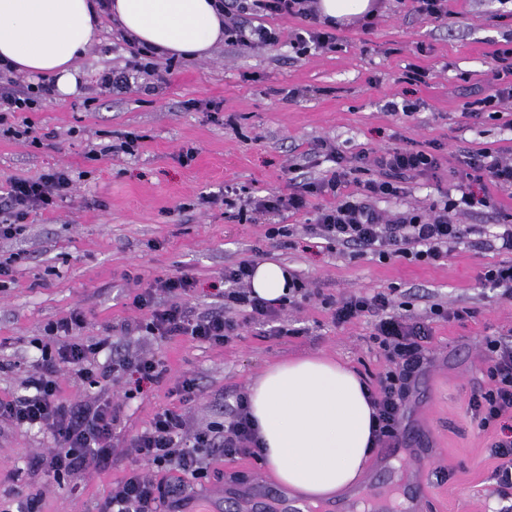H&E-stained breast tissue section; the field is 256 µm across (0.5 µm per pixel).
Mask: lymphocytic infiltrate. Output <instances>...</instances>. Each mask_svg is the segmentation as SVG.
Wrapping results in <instances>:
<instances>
[{"label":"lymphocytic infiltrate","instance_id":"lymphocytic-infiltrate-1","mask_svg":"<svg viewBox=\"0 0 512 512\" xmlns=\"http://www.w3.org/2000/svg\"><path fill=\"white\" fill-rule=\"evenodd\" d=\"M222 6L227 42H243L245 15L263 12L306 20V27L295 30L292 35L294 45L329 50L336 45L335 34L321 27L318 21L315 0H223ZM168 72V67L151 48L135 46L124 66L104 70L99 82L102 87L118 93L133 88L149 93L164 82ZM50 94L51 87L45 82L20 87L15 80H8L0 85V112L28 115ZM317 148L333 159L336 170L292 193L252 201V214L298 212L306 207L309 196L330 197V205L322 208L315 219L314 228L319 236L342 246L371 251L382 261L393 257L428 264L440 261L447 257L449 244L479 234L478 225L457 223L452 214L461 204L489 206V199L476 189L482 177H489L500 187L512 188V159L493 158L480 150L467 156L473 186L463 192L460 200L448 199L430 205L425 211L388 213L377 208V200L399 197L407 179L435 170L438 161L432 153L405 145L373 158L358 154L357 162L373 163L379 177L365 182L361 197L356 199L342 192L348 172L336 144L322 140ZM71 186V174L64 167L49 169L34 179H9L6 192L0 195V240L22 235L30 213L52 208L57 200L67 197ZM253 270L254 265L249 261L225 268L223 310L202 313L176 301L178 295L195 288L192 275L184 273L155 280L132 298L134 308L148 311V320L125 323L123 329L128 333L144 332L161 340L188 336L212 345H224L238 329L237 321L229 315L230 310L249 308L254 319L272 318L277 314L274 305L253 296L249 287ZM391 305V299L383 293L370 297L351 295L334 302L332 313L339 324L369 314L379 317L372 339L384 353L386 368L370 397L376 419L374 439L380 448L400 445L410 382L424 363L425 345L432 335L426 322L388 315ZM86 322V312L77 307L69 316L47 325L43 338L36 342L41 352L39 370L24 381L29 395L0 401L1 421L38 427L51 434L53 446L41 455L39 462L59 481L79 474L91 463L101 467L109 465L123 409L121 402L109 398L63 402L59 397L62 369L70 368L78 378L97 387L127 372L149 383L159 381L166 372L159 360L129 354L104 367H96L94 357L109 349L110 339L104 336L92 344L75 340L73 331L83 328ZM484 348L488 354L490 385L472 395L469 407L482 429L494 430L495 438L490 445L491 454L498 461L494 476L500 488L511 489L512 345L488 336L484 339ZM126 452L139 466L113 486L102 512H166L173 507L174 497L193 492L195 486L207 478L210 458L255 459L260 455L248 401L243 395L237 397L228 421L204 429L193 427L183 413L170 409L158 412L149 427L129 439ZM145 463L161 471L179 472L178 483L172 485L145 474L141 469Z\"/></svg>","mask_w":512,"mask_h":512}]
</instances>
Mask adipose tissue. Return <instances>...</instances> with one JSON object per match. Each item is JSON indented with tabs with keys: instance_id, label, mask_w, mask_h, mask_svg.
<instances>
[{
	"instance_id": "obj_1",
	"label": "adipose tissue",
	"mask_w": 512,
	"mask_h": 512,
	"mask_svg": "<svg viewBox=\"0 0 512 512\" xmlns=\"http://www.w3.org/2000/svg\"><path fill=\"white\" fill-rule=\"evenodd\" d=\"M106 16L132 43L169 56L203 57L224 40L216 0H112L106 12L96 0H0V61L70 94L76 63ZM250 287L279 301L288 294V270L272 260L257 263ZM368 395L353 370L320 354L277 362L250 383L263 462L301 510L360 483L375 448Z\"/></svg>"
}]
</instances>
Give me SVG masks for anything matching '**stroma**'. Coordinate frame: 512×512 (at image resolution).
<instances>
[{
  "mask_svg": "<svg viewBox=\"0 0 512 512\" xmlns=\"http://www.w3.org/2000/svg\"><path fill=\"white\" fill-rule=\"evenodd\" d=\"M380 2L371 28L357 21L337 27L333 51L292 47L289 36L303 26L301 18L247 16L246 29L276 30L279 42L259 49L225 42L207 57L178 60L153 95L100 87V73L123 65L129 50L108 24L76 64L74 94L55 93L31 115L8 116L11 125L31 118L46 138L34 146L0 135V186L57 166L69 168L73 182L56 208L29 217L22 236L0 240V261H13L0 288V400L25 395L22 377L41 358L36 339L78 306L89 313L80 340L112 336L111 351L99 354L97 365L138 353L167 367L156 383L126 374L107 385L106 396L124 405L121 442L166 408L186 413L198 428L224 421L253 378L292 357H334L376 387L385 360L371 339L374 316L336 324L327 299L386 293L405 317L426 316L435 303L466 308L471 317L432 321L407 402L405 443L394 456L376 449L366 475L380 490L420 494L419 512H484L486 503L497 502L492 434L479 427L468 403L489 385L484 338L512 336V297L478 279L484 267L512 259L493 240L497 224L512 215V189L483 179L490 207L463 206L456 214L460 223L483 225V234L451 246L435 265L381 262L309 232L328 203L324 196L310 198L300 212L255 223L238 215L242 200L282 195L290 181L329 174L334 162L316 150L322 139L343 153L351 169L344 192L353 196L369 177L355 168L359 153L377 155L406 140L435 147L436 176L405 182L404 194L384 203L391 211L443 201L467 152L512 158V103L478 105L492 95L489 79L502 67L497 49L512 41V0H448L444 22L415 14L409 0ZM417 70L423 81L414 80ZM391 101L412 109L387 111ZM129 132L141 137L132 155L116 149ZM190 148L195 157L187 162L182 154ZM228 185L233 195H225ZM273 226L281 235L269 236ZM270 259L307 282L310 299L280 304L276 319L244 322L227 344L187 336L160 341L121 329L146 317L131 305L139 283L189 272L196 286L181 303L218 310L225 267ZM282 326L289 335H278ZM186 379L198 385L189 402L177 391ZM50 446L47 432L0 422V502H12L21 490L40 499L41 512H101L113 483L134 466L117 454L107 467L91 464L59 482L34 463ZM263 470L253 458L214 462L193 512H241L235 493Z\"/></svg>",
  "mask_w": 512,
  "mask_h": 512,
  "instance_id": "obj_1",
  "label": "stroma"
}]
</instances>
